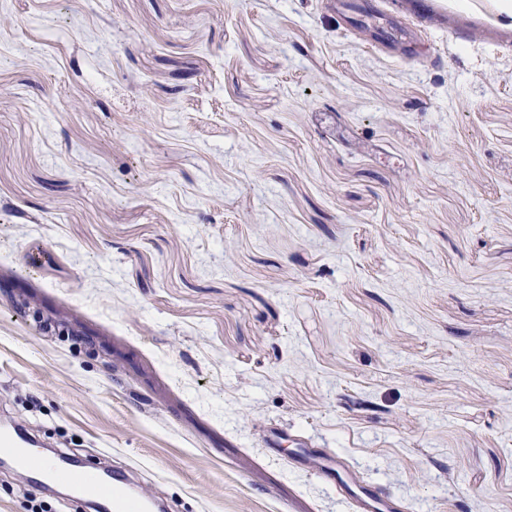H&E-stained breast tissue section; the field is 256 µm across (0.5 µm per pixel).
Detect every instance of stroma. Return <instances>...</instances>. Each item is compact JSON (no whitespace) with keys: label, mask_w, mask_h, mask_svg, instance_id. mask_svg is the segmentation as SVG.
Instances as JSON below:
<instances>
[{"label":"stroma","mask_w":512,"mask_h":512,"mask_svg":"<svg viewBox=\"0 0 512 512\" xmlns=\"http://www.w3.org/2000/svg\"><path fill=\"white\" fill-rule=\"evenodd\" d=\"M368 4L0 0V414L171 512H359L295 442L512 512V28Z\"/></svg>","instance_id":"1"}]
</instances>
